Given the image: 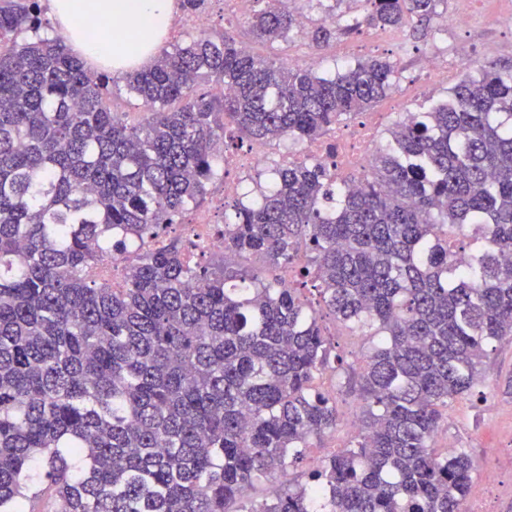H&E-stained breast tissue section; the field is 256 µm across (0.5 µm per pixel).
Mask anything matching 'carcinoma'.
<instances>
[{
	"label": "carcinoma",
	"mask_w": 512,
	"mask_h": 512,
	"mask_svg": "<svg viewBox=\"0 0 512 512\" xmlns=\"http://www.w3.org/2000/svg\"><path fill=\"white\" fill-rule=\"evenodd\" d=\"M258 2L253 36L295 31L289 0ZM442 2L365 0L355 23L307 36L321 48L427 22ZM48 27L41 0H0V512H34L47 493L66 512H462L475 463L433 442L488 348L512 339V69L485 61L446 102L401 113L359 177L277 165L201 264L168 229L224 173L227 133L323 138L393 91L397 63L328 76L201 32L125 76L145 108L130 125L110 74ZM462 228L483 245L458 265L448 232ZM302 252L297 276L335 318L380 337L364 432L248 506L255 482L336 428V399L313 388L337 370L331 343L280 277ZM246 254L259 265L240 266ZM113 260L115 287L99 274Z\"/></svg>",
	"instance_id": "obj_1"
}]
</instances>
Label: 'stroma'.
<instances>
[{
	"label": "stroma",
	"instance_id": "1",
	"mask_svg": "<svg viewBox=\"0 0 512 512\" xmlns=\"http://www.w3.org/2000/svg\"><path fill=\"white\" fill-rule=\"evenodd\" d=\"M404 44L382 39L372 46V57H395L402 68V81L398 83L382 107L401 102L405 111L423 112L434 102L446 99L448 87L435 82L426 87L417 86L421 55L432 47L448 53L464 49L475 62L489 59L505 67H512V28L490 22L475 23L466 28L449 31L447 37H437L434 27L405 30ZM335 345L334 353L343 360L337 372L317 374L314 385L318 390L336 395L337 421L335 429L312 447L303 449L297 463L288 469L292 478L303 479L318 469L323 461L351 438L345 432L349 421H361L363 407L359 381L361 368L371 346L365 336L352 335L348 327L322 314ZM434 446L441 452L467 451L478 462L466 497L467 506H481L487 512H512V341L495 343L486 361L485 381L476 386L473 394L456 400L448 418L434 438ZM496 470L494 482H487L485 473Z\"/></svg>",
	"mask_w": 512,
	"mask_h": 512
}]
</instances>
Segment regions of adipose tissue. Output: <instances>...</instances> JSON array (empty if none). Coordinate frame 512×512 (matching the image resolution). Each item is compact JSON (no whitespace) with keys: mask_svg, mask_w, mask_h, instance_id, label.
Masks as SVG:
<instances>
[{"mask_svg":"<svg viewBox=\"0 0 512 512\" xmlns=\"http://www.w3.org/2000/svg\"><path fill=\"white\" fill-rule=\"evenodd\" d=\"M64 43L91 67L123 75L165 45L177 0H48Z\"/></svg>","mask_w":512,"mask_h":512,"instance_id":"adipose-tissue-1","label":"adipose tissue"}]
</instances>
